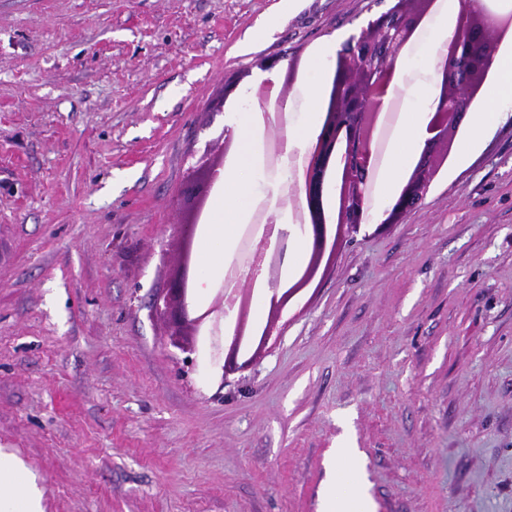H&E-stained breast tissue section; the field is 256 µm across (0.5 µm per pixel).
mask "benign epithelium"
<instances>
[{
	"mask_svg": "<svg viewBox=\"0 0 512 512\" xmlns=\"http://www.w3.org/2000/svg\"><path fill=\"white\" fill-rule=\"evenodd\" d=\"M387 11L367 21L360 32L351 35L337 54L326 117L314 143L303 157L302 177L294 182L301 199L304 217L302 233L312 244V253L326 247L331 229L355 232L375 220L370 205V190L376 179L377 148L368 123L384 108L396 72V61L416 30L423 14L414 7L421 0H393ZM499 16L486 5L471 0L460 13L446 51L437 65L440 92L431 106L433 115L425 148L448 141V133L459 131L469 101L485 74L491 69L499 50ZM223 155L206 165L208 180L198 187L208 193L218 175ZM435 174L425 162H419L402 182L401 189L380 209L379 225L397 224L421 201ZM277 217L268 216L266 228L276 234V256L284 264L288 233L276 229ZM195 271L185 269L167 288L166 306L177 310L176 323L195 328L208 324L207 340L214 365L226 369V336L220 322L224 319V289H219L214 305L202 312L188 302Z\"/></svg>",
	"mask_w": 512,
	"mask_h": 512,
	"instance_id": "obj_1",
	"label": "benign epithelium"
}]
</instances>
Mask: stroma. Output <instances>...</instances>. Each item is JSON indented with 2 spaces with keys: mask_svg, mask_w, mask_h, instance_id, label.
Returning a JSON list of instances; mask_svg holds the SVG:
<instances>
[{
  "mask_svg": "<svg viewBox=\"0 0 512 512\" xmlns=\"http://www.w3.org/2000/svg\"><path fill=\"white\" fill-rule=\"evenodd\" d=\"M375 0H0V451L43 512H324L357 451L372 512H512V116L401 223L341 235L247 367L160 311L230 111ZM244 223L275 208L253 156Z\"/></svg>",
  "mask_w": 512,
  "mask_h": 512,
  "instance_id": "stroma-1",
  "label": "stroma"
}]
</instances>
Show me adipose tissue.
Returning <instances> with one entry per match:
<instances>
[{
	"label": "adipose tissue",
	"instance_id": "obj_1",
	"mask_svg": "<svg viewBox=\"0 0 512 512\" xmlns=\"http://www.w3.org/2000/svg\"><path fill=\"white\" fill-rule=\"evenodd\" d=\"M497 79L488 91L485 111L471 115V132L481 136L490 125L500 121L505 106L512 104V54L500 53L493 63ZM427 127L423 120L414 118L399 124L394 137V148L389 152L379 175L382 180L396 178L406 159L426 137ZM225 192L215 205V220L209 236L202 243L200 284H207L214 270L224 263V250L228 240V227L237 223V201L249 186L237 173L224 177ZM0 512H41L40 495L28 477L23 465L12 455L0 452Z\"/></svg>",
	"mask_w": 512,
	"mask_h": 512
}]
</instances>
